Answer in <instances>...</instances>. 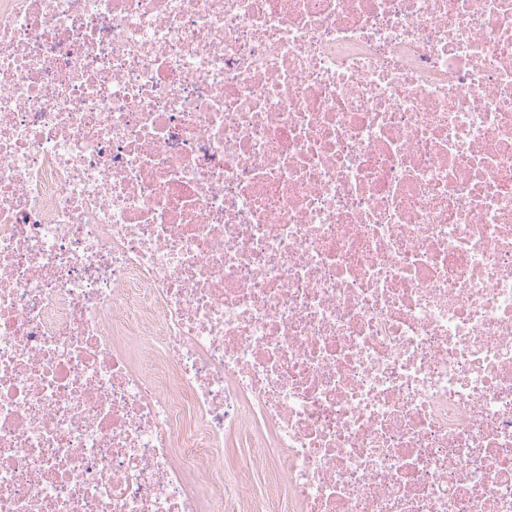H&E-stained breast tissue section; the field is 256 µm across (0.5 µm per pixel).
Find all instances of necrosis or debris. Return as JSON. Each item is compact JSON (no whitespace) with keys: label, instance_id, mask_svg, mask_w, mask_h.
<instances>
[{"label":"necrosis or debris","instance_id":"necrosis-or-debris-1","mask_svg":"<svg viewBox=\"0 0 512 512\" xmlns=\"http://www.w3.org/2000/svg\"><path fill=\"white\" fill-rule=\"evenodd\" d=\"M0 512H512V0H0Z\"/></svg>","mask_w":512,"mask_h":512}]
</instances>
